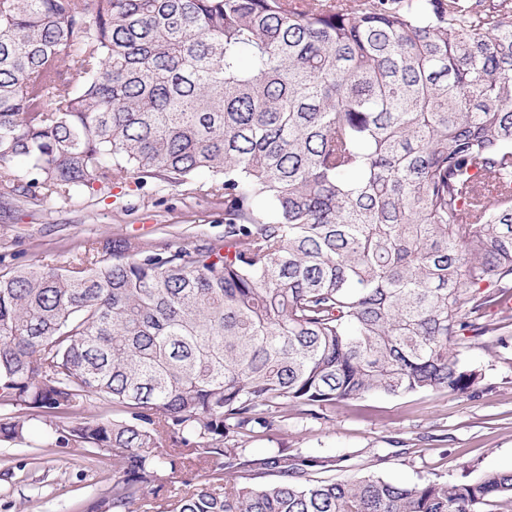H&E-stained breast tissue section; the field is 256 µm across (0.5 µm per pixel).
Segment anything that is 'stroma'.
Masks as SVG:
<instances>
[{
	"label": "stroma",
	"instance_id": "35a3bbf8",
	"mask_svg": "<svg viewBox=\"0 0 512 512\" xmlns=\"http://www.w3.org/2000/svg\"><path fill=\"white\" fill-rule=\"evenodd\" d=\"M224 237V201L191 185L158 191L136 180L63 205L41 198L0 200V259L62 268L90 239L131 238L171 249ZM505 343L470 339L461 355L480 375L476 394L448 390L402 396L371 393L326 407L322 418L289 406L272 431L240 436L245 456L284 448L333 457L320 480L373 475L407 486L457 482L467 473L512 469V326ZM112 481L111 461L51 447L47 427L28 424L24 442L0 440V512H87Z\"/></svg>",
	"mask_w": 512,
	"mask_h": 512
}]
</instances>
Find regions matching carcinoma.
I'll return each instance as SVG.
<instances>
[{"label":"carcinoma","mask_w":512,"mask_h":512,"mask_svg":"<svg viewBox=\"0 0 512 512\" xmlns=\"http://www.w3.org/2000/svg\"><path fill=\"white\" fill-rule=\"evenodd\" d=\"M131 177L224 199V240L1 267V440L112 458L93 512L512 506V471L318 481L225 445L290 403L475 391L465 336L512 295V0H0V197Z\"/></svg>","instance_id":"obj_1"}]
</instances>
